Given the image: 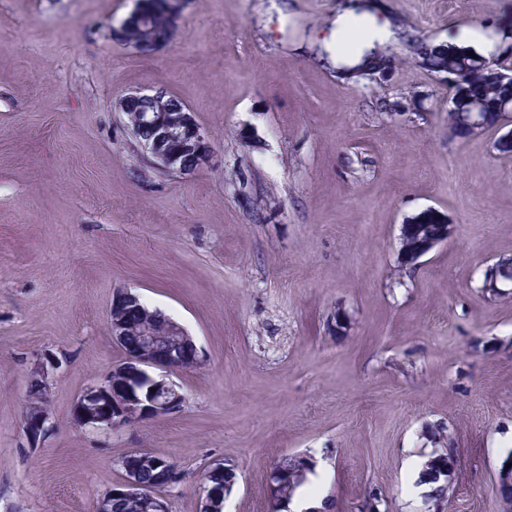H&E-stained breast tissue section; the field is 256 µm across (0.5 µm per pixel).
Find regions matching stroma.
I'll use <instances>...</instances> for the list:
<instances>
[{"mask_svg":"<svg viewBox=\"0 0 512 512\" xmlns=\"http://www.w3.org/2000/svg\"><path fill=\"white\" fill-rule=\"evenodd\" d=\"M348 0H186L169 44L145 55L115 33L136 0H0V512H93L116 459H168L169 512H198L207 467L236 482L224 512H268L272 464L325 462V491L355 512H429L410 461L450 435L444 512H501L494 472L512 452V153L495 132L448 135L444 73L399 34L388 68L341 76L328 46ZM428 44L499 41L512 0H377ZM165 87L213 147L177 177L137 147L115 105ZM432 208L448 244L402 267V224ZM185 326L203 355L170 373L178 410L106 438L72 405L122 354L115 289ZM47 350L53 428L22 432L29 372Z\"/></svg>","mask_w":512,"mask_h":512,"instance_id":"1","label":"stroma"}]
</instances>
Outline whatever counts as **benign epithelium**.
Listing matches in <instances>:
<instances>
[{
    "mask_svg": "<svg viewBox=\"0 0 512 512\" xmlns=\"http://www.w3.org/2000/svg\"><path fill=\"white\" fill-rule=\"evenodd\" d=\"M487 67L498 78L512 80V40L497 45ZM166 96L168 91L161 87L147 92H130L119 100L117 110L126 115L135 103L159 102ZM151 124L155 136L139 141V145L164 171L187 176L209 162L212 154L209 139L186 105H181L175 114H155ZM420 217L430 218L434 228L423 233L410 220L401 227L399 253L403 263L410 266L437 246L447 243L453 234L448 219L434 209L424 210ZM412 236L416 240L409 245L407 239ZM107 325L112 342L122 351L123 359L101 381L87 386L78 395L71 408L72 425L77 429H94L108 434L181 407L184 397L179 387L166 377L152 375L150 369L167 373L196 367L200 355L193 337L165 313L150 310L126 289L114 291ZM59 362L55 353H43L30 372L28 387L50 394L49 370L56 368ZM50 421L51 414L45 409L24 408V436L36 443L50 430ZM509 463L512 464V455L506 457L495 471V489L503 512H512V467H507ZM117 464L123 481L113 496L134 502L142 512H169L162 490L172 485V477L158 467L153 455L133 450L121 456ZM234 481L233 468L222 463L212 464L200 487L199 512H219L224 495ZM270 494L273 504L289 495L288 476L278 464L270 473Z\"/></svg>",
    "mask_w": 512,
    "mask_h": 512,
    "instance_id": "benign-epithelium-1",
    "label": "benign epithelium"
}]
</instances>
